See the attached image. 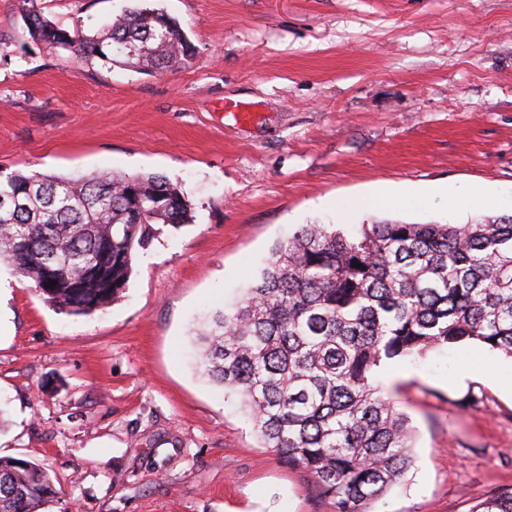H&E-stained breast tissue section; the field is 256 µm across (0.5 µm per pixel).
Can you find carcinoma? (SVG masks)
I'll return each mask as SVG.
<instances>
[{
  "label": "carcinoma",
  "instance_id": "carcinoma-1",
  "mask_svg": "<svg viewBox=\"0 0 512 512\" xmlns=\"http://www.w3.org/2000/svg\"><path fill=\"white\" fill-rule=\"evenodd\" d=\"M21 2L31 38L78 60L164 71L191 56L180 25L147 3L72 35L39 0ZM192 213L158 174L0 173V263L55 308L89 315L123 297L158 225L178 228ZM192 334L204 372L240 398L265 448L307 474L334 512H369L414 459L399 386L378 371L463 343L512 359V215L363 224L354 235L303 224ZM58 494L36 465L0 457V512H36ZM471 512H512V487Z\"/></svg>",
  "mask_w": 512,
  "mask_h": 512
}]
</instances>
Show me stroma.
<instances>
[{"label": "stroma", "instance_id": "obj_1", "mask_svg": "<svg viewBox=\"0 0 512 512\" xmlns=\"http://www.w3.org/2000/svg\"><path fill=\"white\" fill-rule=\"evenodd\" d=\"M151 2L192 45L179 69L45 49L0 0V172L156 173L193 207L89 315L0 266V456L62 487L38 512H334L202 374L189 327L300 225L512 213V0ZM129 4L41 0L87 34ZM437 184L481 195L451 205ZM511 378L468 344L383 369L415 459L374 512H471L512 486Z\"/></svg>", "mask_w": 512, "mask_h": 512}]
</instances>
